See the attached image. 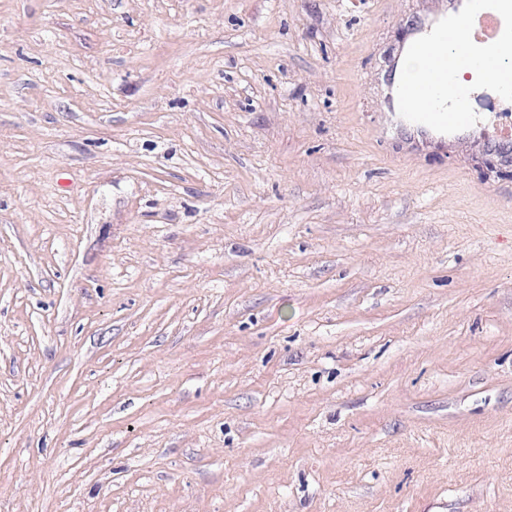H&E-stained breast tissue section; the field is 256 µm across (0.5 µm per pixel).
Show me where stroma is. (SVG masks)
Returning a JSON list of instances; mask_svg holds the SVG:
<instances>
[{
    "label": "stroma",
    "instance_id": "stroma-1",
    "mask_svg": "<svg viewBox=\"0 0 512 512\" xmlns=\"http://www.w3.org/2000/svg\"><path fill=\"white\" fill-rule=\"evenodd\" d=\"M439 0H0V512H512V164L381 134Z\"/></svg>",
    "mask_w": 512,
    "mask_h": 512
}]
</instances>
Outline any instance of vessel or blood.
<instances>
[{
  "label": "vessel or blood",
  "instance_id": "obj_1",
  "mask_svg": "<svg viewBox=\"0 0 512 512\" xmlns=\"http://www.w3.org/2000/svg\"><path fill=\"white\" fill-rule=\"evenodd\" d=\"M442 20L426 21L400 50L412 69L395 67L385 107L399 113L405 131L416 141L448 143L485 139L512 143V116L479 118L472 110L474 88L460 86L456 75L472 70L497 95L512 97V0H446ZM465 37H457L458 29Z\"/></svg>",
  "mask_w": 512,
  "mask_h": 512
}]
</instances>
